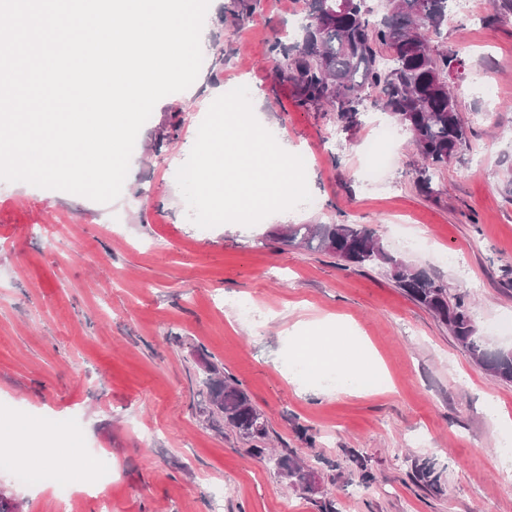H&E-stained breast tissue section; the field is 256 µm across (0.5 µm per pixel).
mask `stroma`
I'll return each mask as SVG.
<instances>
[{
	"instance_id": "35a3bbf8",
	"label": "stroma",
	"mask_w": 512,
	"mask_h": 512,
	"mask_svg": "<svg viewBox=\"0 0 512 512\" xmlns=\"http://www.w3.org/2000/svg\"><path fill=\"white\" fill-rule=\"evenodd\" d=\"M476 18L448 0L441 48L464 68L454 81L468 140L418 187L409 138L377 150L382 181L363 174L374 125L388 119L363 93L357 126L303 109L279 81L267 49L291 44L307 22L304 0H260L252 16L211 0L212 53L185 91L162 98L137 137L120 197L101 204L26 182L0 181V429L43 424L68 449L106 460L98 495L73 479L18 481L0 469L22 512H512V477L499 464L512 419V384L479 368L447 327L375 266L276 238L289 224L357 223L385 250L466 294L489 348L512 347V9L474 0ZM223 51V65L213 54ZM253 84V110L289 153L306 156L314 199L246 227L198 231L175 179L193 127L227 85ZM486 81L493 95L477 90ZM176 138L159 142L174 119ZM245 297L252 317L238 313ZM349 325L382 362L383 385L348 393L331 382L289 380L284 359L306 322ZM234 376L264 415L263 454L198 410L200 355ZM296 452L321 485L287 488L273 455ZM433 469L437 488L417 482ZM374 480L365 484L361 470Z\"/></svg>"
}]
</instances>
